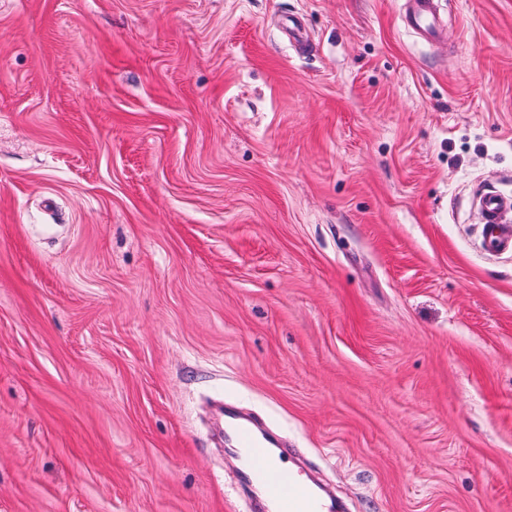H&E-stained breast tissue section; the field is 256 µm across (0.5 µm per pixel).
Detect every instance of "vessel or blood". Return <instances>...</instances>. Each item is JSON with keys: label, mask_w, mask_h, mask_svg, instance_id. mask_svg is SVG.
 <instances>
[{"label": "vessel or blood", "mask_w": 512, "mask_h": 512, "mask_svg": "<svg viewBox=\"0 0 512 512\" xmlns=\"http://www.w3.org/2000/svg\"><path fill=\"white\" fill-rule=\"evenodd\" d=\"M401 23L426 41H437L445 32L437 12V0H405ZM474 202L482 224V246L491 254L512 252V196L487 186ZM228 440L241 460L240 480L253 488L260 512L273 506L288 512H338L334 499L300 471L283 467L279 455L262 443L253 428L236 416L226 423Z\"/></svg>", "instance_id": "vessel-or-blood-1"}]
</instances>
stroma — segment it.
<instances>
[{"instance_id": "35a3bbf8", "label": "stroma", "mask_w": 512, "mask_h": 512, "mask_svg": "<svg viewBox=\"0 0 512 512\" xmlns=\"http://www.w3.org/2000/svg\"><path fill=\"white\" fill-rule=\"evenodd\" d=\"M402 4L0 0V512H251L214 398L350 512H512V0ZM407 7L401 17L402 26L425 41H437L445 31L437 12V0H405ZM482 224V246L490 254L512 252V196L486 186L474 197Z\"/></svg>"}]
</instances>
